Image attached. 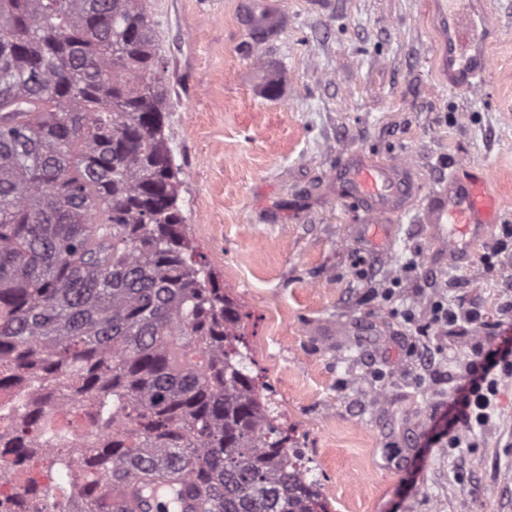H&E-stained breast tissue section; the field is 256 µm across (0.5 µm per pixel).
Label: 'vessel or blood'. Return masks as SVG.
<instances>
[{
    "instance_id": "1",
    "label": "vessel or blood",
    "mask_w": 512,
    "mask_h": 512,
    "mask_svg": "<svg viewBox=\"0 0 512 512\" xmlns=\"http://www.w3.org/2000/svg\"><path fill=\"white\" fill-rule=\"evenodd\" d=\"M446 24L439 54L440 67L451 87L480 88L491 66L489 38L494 25L483 0H447ZM404 167L380 164L353 155L336 171L342 199L362 209L375 223L393 213L395 200L409 190ZM484 171H455L428 194L422 222L434 241L461 253L471 252L489 225L498 223L501 203L487 190Z\"/></svg>"
}]
</instances>
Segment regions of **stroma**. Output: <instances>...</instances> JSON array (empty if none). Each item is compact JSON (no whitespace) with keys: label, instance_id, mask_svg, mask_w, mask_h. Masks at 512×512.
I'll use <instances>...</instances> for the list:
<instances>
[{"label":"stroma","instance_id":"1","mask_svg":"<svg viewBox=\"0 0 512 512\" xmlns=\"http://www.w3.org/2000/svg\"><path fill=\"white\" fill-rule=\"evenodd\" d=\"M439 3L148 0L187 232L331 512H512V377L497 427L426 445L467 363L512 336V0H486L474 92L438 69ZM355 152L414 185L375 237L336 194ZM461 168L503 205L466 260L415 212ZM437 300L481 317L430 325Z\"/></svg>","mask_w":512,"mask_h":512}]
</instances>
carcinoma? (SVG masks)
Listing matches in <instances>:
<instances>
[{
  "label": "carcinoma",
  "mask_w": 512,
  "mask_h": 512,
  "mask_svg": "<svg viewBox=\"0 0 512 512\" xmlns=\"http://www.w3.org/2000/svg\"><path fill=\"white\" fill-rule=\"evenodd\" d=\"M165 69L146 0H0V512H329L189 238Z\"/></svg>",
  "instance_id": "obj_1"
}]
</instances>
